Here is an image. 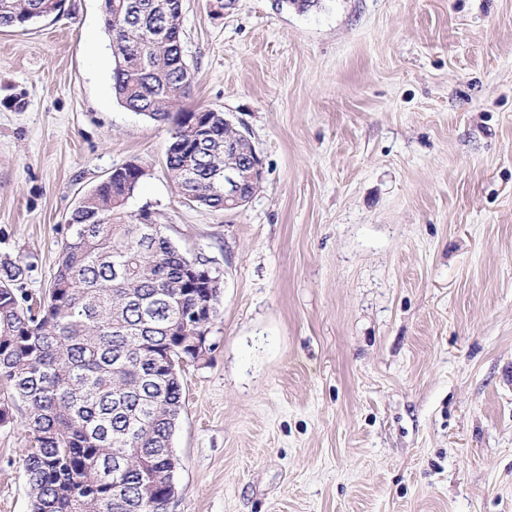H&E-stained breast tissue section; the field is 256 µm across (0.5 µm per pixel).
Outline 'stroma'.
<instances>
[{
  "label": "stroma",
  "mask_w": 512,
  "mask_h": 512,
  "mask_svg": "<svg viewBox=\"0 0 512 512\" xmlns=\"http://www.w3.org/2000/svg\"><path fill=\"white\" fill-rule=\"evenodd\" d=\"M186 109L262 161L245 208L179 197L173 122L123 108L102 0L0 29V259L49 287L79 198L129 162L222 279L182 374L168 512H512V0H183ZM0 426V512L32 436Z\"/></svg>",
  "instance_id": "stroma-1"
}]
</instances>
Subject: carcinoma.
I'll use <instances>...</instances> for the list:
<instances>
[{"instance_id": "1", "label": "carcinoma", "mask_w": 512, "mask_h": 512, "mask_svg": "<svg viewBox=\"0 0 512 512\" xmlns=\"http://www.w3.org/2000/svg\"><path fill=\"white\" fill-rule=\"evenodd\" d=\"M64 0H0V27L58 16ZM118 103L164 122L192 93L182 0H104ZM242 131L211 109L176 113L167 169L181 198L224 211V168L245 169ZM139 178L117 168L72 210L50 287H16L25 269L0 264V424L26 406L33 446L24 459L32 512H167L172 438L185 408L184 332L206 289L163 224L125 213Z\"/></svg>"}]
</instances>
